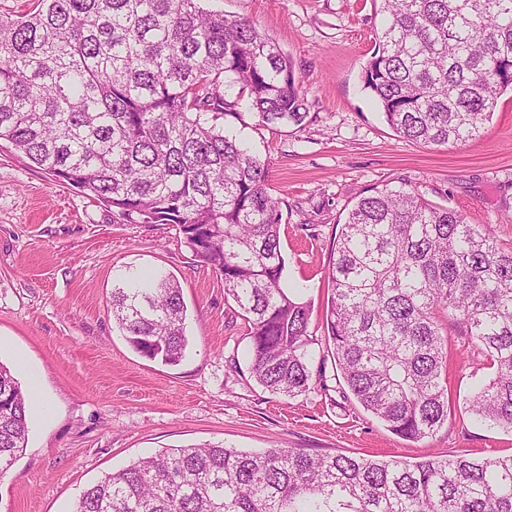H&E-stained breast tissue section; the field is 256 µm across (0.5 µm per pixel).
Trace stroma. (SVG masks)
<instances>
[{"mask_svg":"<svg viewBox=\"0 0 512 512\" xmlns=\"http://www.w3.org/2000/svg\"><path fill=\"white\" fill-rule=\"evenodd\" d=\"M204 8L253 21L294 63L309 115L303 125L257 127L238 99L242 132L265 161L282 207L281 246L290 287L325 333L326 271L335 238L367 189L394 182L469 223L489 224L512 246V94L482 136L455 148L399 137L362 72L385 22L381 0H204ZM174 275L188 310L190 344L174 366L142 357L112 322L110 293L126 268ZM247 325L224 279L194 260L173 224H125L110 207L0 143V363L32 391L29 436L0 475V512H73L103 474L167 448L221 443L244 451L303 448L418 462L512 455V432L465 408L474 369L449 354L453 408L433 436L405 440L366 412L335 374L326 346L324 388L284 398L250 374Z\"/></svg>","mask_w":512,"mask_h":512,"instance_id":"obj_1","label":"stroma"}]
</instances>
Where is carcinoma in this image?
Masks as SVG:
<instances>
[{
	"mask_svg": "<svg viewBox=\"0 0 512 512\" xmlns=\"http://www.w3.org/2000/svg\"><path fill=\"white\" fill-rule=\"evenodd\" d=\"M0 16V142L129 224H176L242 311L250 373L274 394L310 390L311 309L286 286L281 202L268 168L225 119L224 88L258 125L308 117L292 60L246 18L202 0H39ZM387 23L363 87L399 136L457 147L512 90V0H381ZM326 313L335 368L405 440L448 422V331L488 380L466 409L512 432V248L414 190L374 187L336 237ZM178 280L127 269L112 321L130 347L175 365L189 344ZM25 393L0 364V474L28 441ZM74 512H512V455L418 463L297 448H169L104 475Z\"/></svg>",
	"mask_w": 512,
	"mask_h": 512,
	"instance_id": "obj_1",
	"label": "carcinoma"
}]
</instances>
